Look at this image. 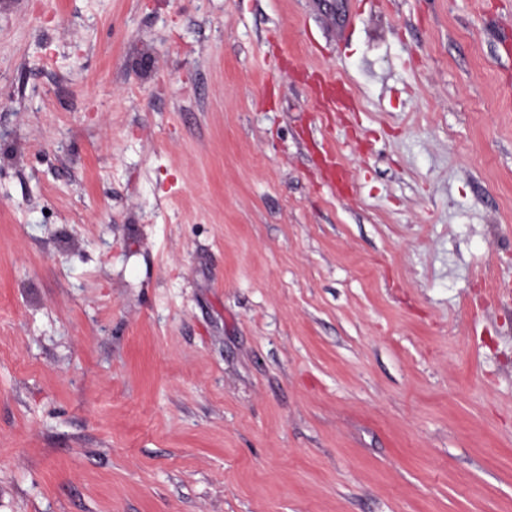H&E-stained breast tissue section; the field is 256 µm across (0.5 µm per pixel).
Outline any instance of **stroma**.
I'll list each match as a JSON object with an SVG mask.
<instances>
[{
  "label": "stroma",
  "mask_w": 512,
  "mask_h": 512,
  "mask_svg": "<svg viewBox=\"0 0 512 512\" xmlns=\"http://www.w3.org/2000/svg\"><path fill=\"white\" fill-rule=\"evenodd\" d=\"M0 512H512V0H0Z\"/></svg>",
  "instance_id": "stroma-1"
}]
</instances>
